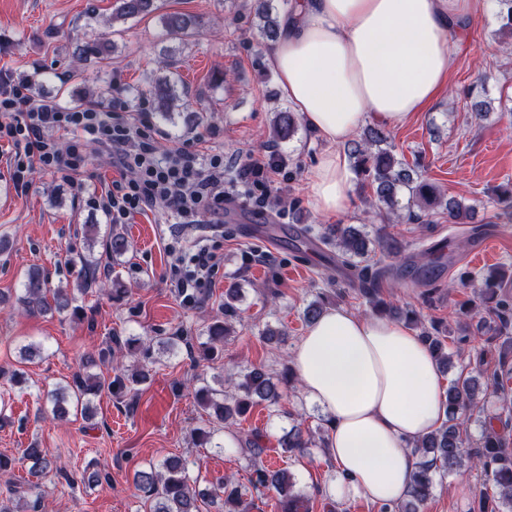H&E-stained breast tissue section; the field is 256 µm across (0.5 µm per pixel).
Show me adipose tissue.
<instances>
[{"mask_svg": "<svg viewBox=\"0 0 512 512\" xmlns=\"http://www.w3.org/2000/svg\"><path fill=\"white\" fill-rule=\"evenodd\" d=\"M268 53L283 98L328 145L311 177L321 215L351 203L336 144L366 118L400 125L425 111L455 67L447 35L492 0H292ZM306 399L332 425L333 493L395 504L408 491L410 448L445 419L441 372L406 323L331 308L296 344Z\"/></svg>", "mask_w": 512, "mask_h": 512, "instance_id": "1", "label": "adipose tissue"}]
</instances>
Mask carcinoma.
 Here are the masks:
<instances>
[{
	"instance_id": "1",
	"label": "carcinoma",
	"mask_w": 512,
	"mask_h": 512,
	"mask_svg": "<svg viewBox=\"0 0 512 512\" xmlns=\"http://www.w3.org/2000/svg\"><path fill=\"white\" fill-rule=\"evenodd\" d=\"M119 6L112 13L111 21L125 20L131 17L147 15L154 11V0H117ZM248 9L258 21L260 35L269 41H276L280 34V16L274 0H249ZM166 31L175 37L190 34L196 28V19L192 15L172 13L162 16ZM77 58L88 61L91 58L105 60L112 52V43L108 40L93 38L76 48ZM180 79L176 75L153 76L149 78L146 95L151 99L153 109L161 119L174 120L175 103L181 101L178 92ZM298 130L295 113L284 110L275 113L273 133L280 141L294 137ZM365 143L356 146L353 151L354 170L361 176V182L369 186L375 196V205L385 210L386 215L401 217L400 199L408 197V202L420 209H437L448 212V222L465 224L471 219L469 207L461 201L448 200L438 192L423 176L414 175L405 169L406 163L397 158L389 145L388 132L373 126L364 132ZM87 248L70 256L68 263L78 268L79 284L76 292L67 288H57L52 296H47V279L38 267L29 268L20 282V294L16 302L30 315H45L56 312H72L77 316L82 307L76 305L77 295H86L104 280L112 282V295L116 298L124 295L121 288L119 272L115 264L127 250V240L120 233H114L106 239L103 251L95 253L97 225H84ZM322 244L336 249V258L350 268L353 282L357 283L359 293L369 300L378 313L388 312L403 318L412 326L420 329L419 336L426 343L435 360L447 366L450 356L446 352L445 337L439 331L431 332L418 320L411 309L393 308L380 296L379 281L391 273V268L378 262L369 263L371 253L380 250L383 254L400 257L407 245L397 237L381 229L369 234L364 227L354 224H331L321 233ZM442 248L433 245L424 250L425 262L417 269V283L430 286L443 272L441 263ZM512 276V266L502 265L483 275V288L479 296L485 309L491 311L497 322L495 335H503L512 329V304L501 298L498 293L505 279ZM241 295L239 289L231 288L224 297V321L213 323L206 340L194 341V337L154 336L149 340L115 338L116 345L131 349L138 347L146 358L158 362L162 357L177 354L183 347L195 346L202 356L212 358L217 354V346L227 339V323L240 319ZM148 376L146 370L133 372L125 367L119 368L115 379L106 381L103 375L79 370L71 380L54 388L43 391V400L50 407L54 419L65 421L72 414H79L85 419L93 416V399L98 392L106 388L122 392L143 383ZM512 379V338L503 341V351L499 368L487 376V386L491 393H505V385ZM199 400L213 422L229 427L241 419L254 405L263 402L272 406L279 405L283 393L273 381V376L263 367H247L238 374L234 391L212 387L206 378L200 379ZM475 390L471 377L455 380L446 393L448 411L445 422L433 433L417 441L412 446V454L421 455L417 469L409 487V500L406 512H418V509L431 496L435 477L440 472H450L468 460L482 469L486 483L478 491V512H503L501 507L512 512V437L499 432L494 421L499 416L489 418L484 425V433L479 443L467 447V438L463 436V421L460 414L474 403ZM262 439L260 430L254 429L247 435L246 443L251 446L252 476L249 485L244 486L225 480L222 485L211 491L202 488L190 475L189 463L179 456L164 459L158 466H150L134 472L133 485L153 500L152 512H199V501L205 498L217 505V512H249L251 496L265 489L275 490L281 497L284 512H299L304 496L294 492L295 482L292 473L286 469L270 470L262 465L258 458L262 453L259 443ZM279 443L284 451L293 456L306 448L315 446L311 433H305L300 426L294 425L284 432ZM23 459L30 463V472L34 475H47L57 472V462L47 458L42 449L30 446L23 450ZM493 483L498 496L488 493L487 483ZM20 491L9 485L0 493V512H27L20 506L16 496Z\"/></svg>"
}]
</instances>
